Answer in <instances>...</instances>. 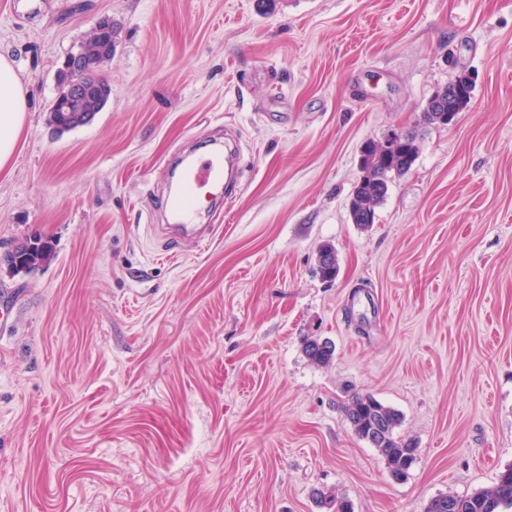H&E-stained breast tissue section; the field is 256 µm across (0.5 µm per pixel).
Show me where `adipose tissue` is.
I'll use <instances>...</instances> for the list:
<instances>
[{
  "label": "adipose tissue",
  "instance_id": "adipose-tissue-1",
  "mask_svg": "<svg viewBox=\"0 0 512 512\" xmlns=\"http://www.w3.org/2000/svg\"><path fill=\"white\" fill-rule=\"evenodd\" d=\"M28 110V96L13 63L0 56V172L13 159Z\"/></svg>",
  "mask_w": 512,
  "mask_h": 512
}]
</instances>
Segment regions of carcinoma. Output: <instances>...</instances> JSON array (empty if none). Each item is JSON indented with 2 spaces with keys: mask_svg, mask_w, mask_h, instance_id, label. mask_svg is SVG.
I'll use <instances>...</instances> for the list:
<instances>
[{
  "mask_svg": "<svg viewBox=\"0 0 512 512\" xmlns=\"http://www.w3.org/2000/svg\"><path fill=\"white\" fill-rule=\"evenodd\" d=\"M102 33L89 38L80 46L84 50L86 77L93 83L108 84L102 74V66L112 59V54L102 51L104 42L117 38V29L111 19ZM453 96L445 102L448 113L436 112L434 102H429L422 112V121L427 125L446 126L452 123L458 114L470 102L474 83L466 74L455 80ZM418 153L415 132H402L392 150L369 140L361 146L360 176L357 179L349 201V217L352 223L366 230L375 223L376 209L386 198L393 178L407 173L416 160ZM53 255L50 242L41 238L29 239L14 249L6 260L15 272L29 271L51 259ZM335 248L330 244L320 247L317 257L318 272L326 281L334 280L339 273ZM303 352L314 365L326 368L334 359L335 349L332 343L316 336L306 337L302 343ZM345 420L351 425L355 435L375 448L385 461L393 478L402 480L407 477L410 468L417 460L419 448L411 439L396 435L401 425L400 413L382 403L371 394L352 392L341 404ZM320 501L328 500L329 508L334 512H353V504L345 497L333 492H316ZM512 509V467L501 471L495 483L485 489L467 495L446 494L431 499L424 512H509Z\"/></svg>",
  "mask_w": 512,
  "mask_h": 512,
  "instance_id": "cac0c4a2",
  "label": "carcinoma"
}]
</instances>
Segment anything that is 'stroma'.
<instances>
[{
	"mask_svg": "<svg viewBox=\"0 0 512 512\" xmlns=\"http://www.w3.org/2000/svg\"><path fill=\"white\" fill-rule=\"evenodd\" d=\"M0 0V55L31 100L0 174V512H423L512 466V0ZM120 38L92 120L57 131L60 69ZM447 126L421 123L460 73ZM415 130L375 223L347 205L360 147ZM236 140L221 229L156 228L180 159ZM336 249L322 280L317 250ZM335 346L317 367L302 339ZM398 410L405 480L342 387ZM455 91L451 97L453 90L448 86V95L446 94L445 105L446 115L437 111L434 108V100H430L429 105L426 104L422 114V121L427 125L446 126L452 123L458 114L461 112L470 102L471 93L473 91L474 83L472 78L466 74L458 76L455 80ZM451 97V98H450ZM448 98H450L448 100ZM448 111H450L448 113ZM53 255L49 241L42 238L26 240L14 249L10 258L4 260L15 272L20 273L35 268L40 263L48 262ZM325 253V254H324ZM328 256L334 257V261L327 262ZM318 272L323 280L332 281L339 273V265L335 248L330 244H323L317 257Z\"/></svg>",
	"mask_w": 512,
	"mask_h": 512,
	"instance_id": "1",
	"label": "stroma"
}]
</instances>
